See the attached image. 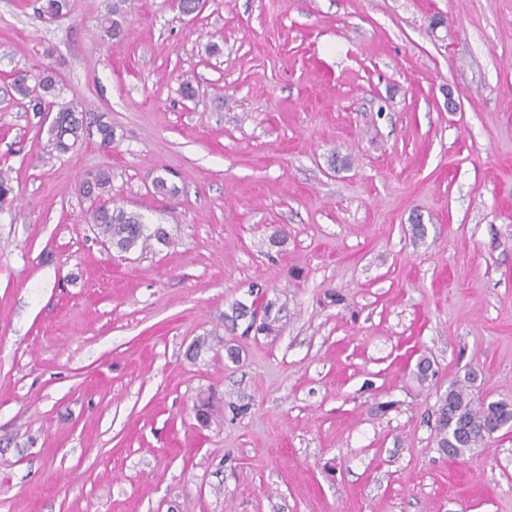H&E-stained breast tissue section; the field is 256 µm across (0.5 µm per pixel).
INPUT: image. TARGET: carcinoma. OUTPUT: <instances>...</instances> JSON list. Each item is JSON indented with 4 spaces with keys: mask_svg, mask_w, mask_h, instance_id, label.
<instances>
[{
    "mask_svg": "<svg viewBox=\"0 0 512 512\" xmlns=\"http://www.w3.org/2000/svg\"><path fill=\"white\" fill-rule=\"evenodd\" d=\"M132 0H107L105 13L101 19L104 36L119 39L124 35V23L131 12ZM42 15L54 20L68 14L69 0H44L39 7ZM11 87L22 98L29 101L32 111L41 112V105L48 102L55 112L54 121L47 128V142L44 150L50 156L69 152L84 136L90 125H96L101 144L111 146L113 130L105 115L90 116L84 107L72 102L61 101L63 87L50 70L35 74L19 71L13 74ZM88 198L98 199L112 190V176L104 170L87 174L83 184ZM14 201V187L8 175L0 171V209ZM91 224L97 235L110 248L119 253L149 249L153 244H170L169 233L162 225L151 226L144 222L142 215L128 212L121 207L98 205L92 208ZM256 299L247 305L237 301L231 305V312L224 314L225 326L236 329L238 322L245 321V331L255 330L258 334L277 336L281 332L279 311L276 303L266 298L262 289L255 292ZM436 375L432 361L424 356L419 359L413 376L419 385L431 382ZM474 374L462 379L448 381V387L436 401L435 429L438 447L454 449L455 457L476 447L497 424L512 423V399L501 398L487 401L478 399L472 393L469 383Z\"/></svg>",
    "mask_w": 512,
    "mask_h": 512,
    "instance_id": "cac0c4a2",
    "label": "carcinoma"
}]
</instances>
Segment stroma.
Returning <instances> with one entry per match:
<instances>
[{"label": "stroma", "instance_id": "1", "mask_svg": "<svg viewBox=\"0 0 512 512\" xmlns=\"http://www.w3.org/2000/svg\"><path fill=\"white\" fill-rule=\"evenodd\" d=\"M70 4L0 0V512H512V430L451 461L433 414L512 396V0ZM47 67L111 147L44 155ZM97 170L170 245L102 247ZM254 284L276 338L224 327ZM101 19V29L109 39H120L124 35V23L131 12V0H107ZM112 176L104 170L93 171L87 174L83 184L84 194L93 201L99 199L104 193L112 191Z\"/></svg>", "mask_w": 512, "mask_h": 512}]
</instances>
